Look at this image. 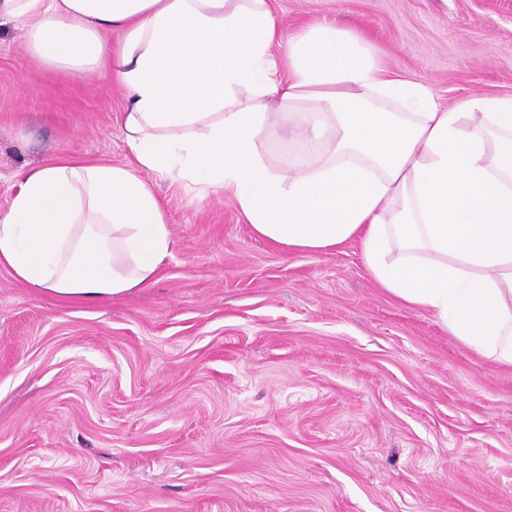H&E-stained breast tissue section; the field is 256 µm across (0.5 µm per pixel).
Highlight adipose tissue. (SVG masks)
Wrapping results in <instances>:
<instances>
[{
  "instance_id": "adipose-tissue-1",
  "label": "adipose tissue",
  "mask_w": 512,
  "mask_h": 512,
  "mask_svg": "<svg viewBox=\"0 0 512 512\" xmlns=\"http://www.w3.org/2000/svg\"><path fill=\"white\" fill-rule=\"evenodd\" d=\"M1 19L47 71L116 76L134 156L24 173L0 217V266L20 282L66 300L148 286L174 240L146 175L176 174L230 193L289 251L356 240L390 294L512 364V96L442 106L330 24L274 56L267 0H0ZM299 108L315 160L287 176L259 143Z\"/></svg>"
}]
</instances>
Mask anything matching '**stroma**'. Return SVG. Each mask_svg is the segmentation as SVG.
Listing matches in <instances>:
<instances>
[{"label":"stroma","mask_w":512,"mask_h":512,"mask_svg":"<svg viewBox=\"0 0 512 512\" xmlns=\"http://www.w3.org/2000/svg\"><path fill=\"white\" fill-rule=\"evenodd\" d=\"M275 53L333 22L452 105L512 96V0H268ZM126 93L49 73L0 25V214L23 172L132 163ZM268 128L274 171L309 166ZM154 283L66 302L0 267V512H512V366L373 279L356 243L294 253L225 194L155 178Z\"/></svg>","instance_id":"35a3bbf8"}]
</instances>
